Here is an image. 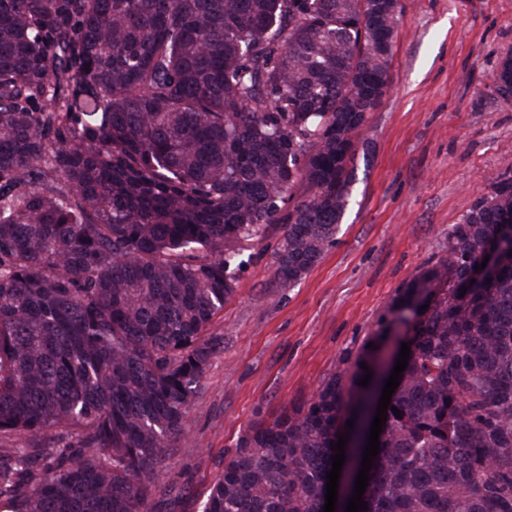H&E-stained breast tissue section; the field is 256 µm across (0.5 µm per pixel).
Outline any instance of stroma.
Here are the masks:
<instances>
[{"instance_id":"35a3bbf8","label":"stroma","mask_w":512,"mask_h":512,"mask_svg":"<svg viewBox=\"0 0 512 512\" xmlns=\"http://www.w3.org/2000/svg\"><path fill=\"white\" fill-rule=\"evenodd\" d=\"M390 87L358 137L336 244L280 287L271 225L250 245L223 340L184 436L155 474L154 503L200 512L224 457L258 423L306 406L353 360L400 288L446 254L448 233L512 178V95L494 77L512 57V0H400Z\"/></svg>"}]
</instances>
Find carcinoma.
<instances>
[{"mask_svg":"<svg viewBox=\"0 0 512 512\" xmlns=\"http://www.w3.org/2000/svg\"><path fill=\"white\" fill-rule=\"evenodd\" d=\"M400 15V0H0V441L27 439L0 447L9 512H153L242 243L283 225L284 286L336 243ZM495 84L512 93V57ZM511 250L510 180L347 369L239 441L201 512H323L332 444L347 432L345 464L365 454L384 382L368 344L408 321L365 512H512Z\"/></svg>","mask_w":512,"mask_h":512,"instance_id":"cac0c4a2","label":"carcinoma"}]
</instances>
